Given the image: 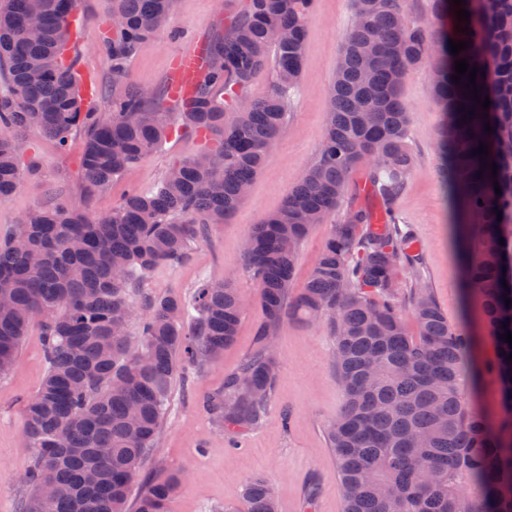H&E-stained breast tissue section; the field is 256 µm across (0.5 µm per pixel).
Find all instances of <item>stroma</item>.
I'll list each match as a JSON object with an SVG mask.
<instances>
[{"label": "stroma", "mask_w": 512, "mask_h": 512, "mask_svg": "<svg viewBox=\"0 0 512 512\" xmlns=\"http://www.w3.org/2000/svg\"><path fill=\"white\" fill-rule=\"evenodd\" d=\"M242 0H177L165 32L141 44L127 62L124 84L165 92L172 57L192 48L198 39L224 32V22L241 8ZM80 25L73 33L79 76L99 85L97 111L111 110L112 64L105 42L112 29V0H80ZM352 19L350 0H314L307 26L306 52L299 86L288 99V127L272 146L245 202L224 224H214L179 265L155 267L143 282L145 292L188 298L200 279L231 282L246 297L233 344L222 357L194 374L189 384L175 382L163 432L140 467L133 485L162 480L181 471L184 483L172 512H224L239 504L254 475L270 482L280 512H343V494L336 461L327 444V425L340 412L344 396L336 381L333 342L326 323H307L285 316L273 339L279 363L275 398L262 424L230 434L203 406L207 395L224 387L256 345L264 313L255 284L245 272L244 238L252 225L278 211L288 190L314 163L326 127L328 89ZM431 66L413 70L400 97L410 114L411 147L416 161L398 209L416 234L433 296L451 324L479 338L483 363L496 359V346L483 327L476 307H465L459 288L461 267L451 226L454 222L444 185V160L437 145L445 116L433 97ZM22 183L0 203V239L14 232L23 216L45 204L55 193L80 195V138L67 151L38 129L24 135ZM192 134L170 137L163 147L130 167L90 202L94 214L105 215L129 190L149 193L168 167L201 150ZM47 371L39 322L28 335L9 374L0 376V512H20L29 489L22 475L31 460L23 432L26 402L40 388Z\"/></svg>", "instance_id": "stroma-1"}]
</instances>
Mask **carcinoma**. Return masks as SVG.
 <instances>
[{"instance_id":"1","label":"carcinoma","mask_w":512,"mask_h":512,"mask_svg":"<svg viewBox=\"0 0 512 512\" xmlns=\"http://www.w3.org/2000/svg\"><path fill=\"white\" fill-rule=\"evenodd\" d=\"M311 2L244 0L224 35L207 42L197 92L172 114L122 80L130 55L164 31L175 0H112L120 24L108 45L112 111L102 116L90 110L76 83V56L68 53L77 0H0V76L7 84L0 93L1 203L21 184L22 133L32 127L62 149L81 136L86 203L174 129L201 137V153L220 158L209 166L195 157L172 163L154 191H129L105 216L60 196L0 241V375L13 368L36 314L43 315L48 364L26 403L33 461L23 479L32 493L21 512H128L179 369L206 368L237 336L245 300L227 282L202 280L188 300L138 296L136 289L156 266L187 261L206 227L226 223L246 199L245 188L287 128ZM353 5L317 158L281 208L246 235L245 265L265 315L256 348L204 406L226 427L261 424L275 393V327L288 314L324 321L344 394L326 429L344 512H512L504 492L512 484V345L501 339L512 332V0H465L467 24L456 18L453 0H435L436 14L450 20L437 38L429 24L407 20L401 0ZM452 40L470 47L454 55ZM462 58L479 67V98L491 101L485 111L469 94V76L452 79ZM424 64L433 66L446 117L441 150L449 194L465 220L454 225L463 289L480 302L498 348L485 368L500 385L495 419L473 400L475 338L448 323L427 285L415 234L397 210L414 165L400 88ZM268 70L275 91L252 99L250 85ZM228 110L240 113L231 126L224 125ZM482 144L484 159L477 154ZM358 170L365 171L370 205L357 203ZM339 211L310 276L291 295L300 246ZM134 321L135 349L128 334ZM182 480L176 474L146 484L135 512H171ZM44 483L55 489L48 501L37 495ZM237 512H278L264 476L249 481Z\"/></svg>"}]
</instances>
